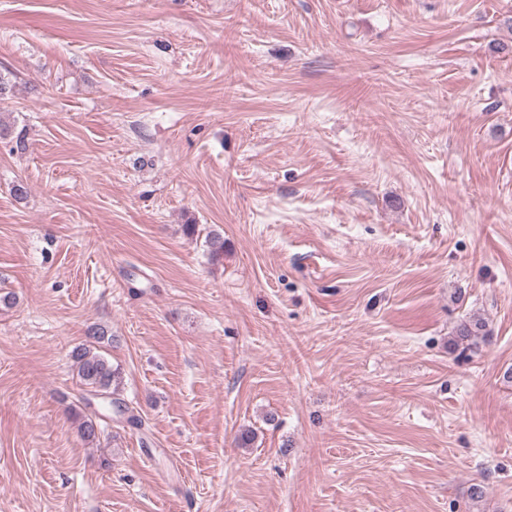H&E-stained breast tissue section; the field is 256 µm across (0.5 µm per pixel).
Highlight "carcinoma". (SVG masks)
Segmentation results:
<instances>
[{
    "mask_svg": "<svg viewBox=\"0 0 512 512\" xmlns=\"http://www.w3.org/2000/svg\"><path fill=\"white\" fill-rule=\"evenodd\" d=\"M485 335V323L479 318H470L461 322L455 331L454 345L471 342ZM109 342L107 331L97 325L87 329V343L72 352L74 369L81 386L91 394L102 398L107 406L115 408V413L122 415L125 408L114 395L120 385V372L112 365L106 355L104 344ZM78 429L84 441L94 444L104 432V416L97 414H77Z\"/></svg>",
    "mask_w": 512,
    "mask_h": 512,
    "instance_id": "1",
    "label": "carcinoma"
}]
</instances>
